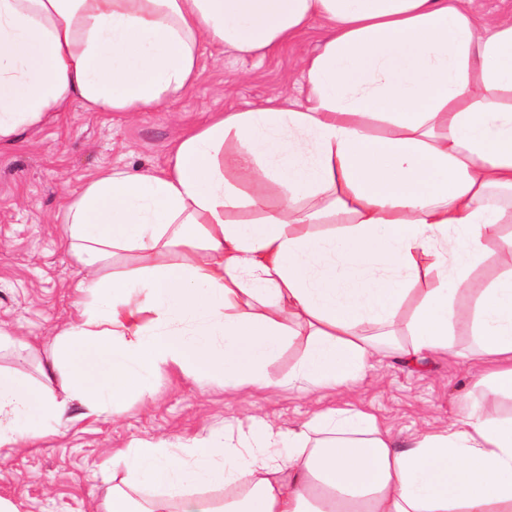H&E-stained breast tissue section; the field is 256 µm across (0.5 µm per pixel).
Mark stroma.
<instances>
[{"label": "stroma", "instance_id": "1", "mask_svg": "<svg viewBox=\"0 0 512 512\" xmlns=\"http://www.w3.org/2000/svg\"><path fill=\"white\" fill-rule=\"evenodd\" d=\"M320 45L315 27L260 60L208 48L193 88L151 111L87 112L75 105L0 147V323L14 339L0 347L1 370L41 381L56 329L77 314L75 286L84 271L56 222L68 193L103 168L164 169L177 139L213 113L282 95L304 102L301 60ZM475 381L469 359L431 353L415 365L382 357L364 379L310 394L240 392L220 379L197 382L163 368L148 402H133L114 418L75 420L66 436L0 460V499L20 512H96L114 478L124 475L118 466L105 478L99 466L130 440L201 439L220 429L253 434L258 416L288 429L321 408H355L404 438L453 421Z\"/></svg>", "mask_w": 512, "mask_h": 512}]
</instances>
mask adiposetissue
<instances>
[{
	"label": "adipose tissue",
	"mask_w": 512,
	"mask_h": 512,
	"mask_svg": "<svg viewBox=\"0 0 512 512\" xmlns=\"http://www.w3.org/2000/svg\"><path fill=\"white\" fill-rule=\"evenodd\" d=\"M314 26L305 102L215 113L165 169L111 168L69 194L63 237L87 271L78 316L42 382L0 371V449L59 433L76 406L121 414L164 367L235 388H338L385 351L457 355L461 325L480 381L512 397V269L472 277L512 252V18L478 22L459 0H0V145L76 103L150 111L195 84L203 45L248 57ZM228 165L276 184L280 204ZM246 209L258 219L236 221ZM120 252L141 265L107 271ZM298 336L301 358L272 377ZM261 428L132 440L101 512H512V414L480 401L403 443L346 408ZM209 485L226 487L223 505L200 494ZM512 267V255L508 251L499 252L496 260L487 265L477 267L472 277L483 282L494 279L501 271Z\"/></svg>",
	"instance_id": "ef3b65f1"
}]
</instances>
